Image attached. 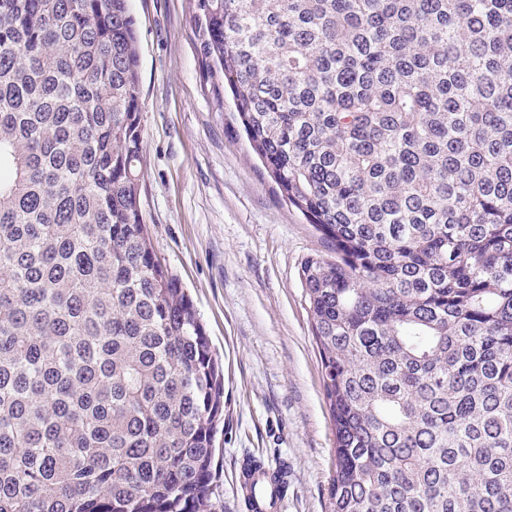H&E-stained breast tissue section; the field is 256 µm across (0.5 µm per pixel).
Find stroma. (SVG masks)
I'll return each instance as SVG.
<instances>
[{
	"label": "stroma",
	"instance_id": "obj_1",
	"mask_svg": "<svg viewBox=\"0 0 512 512\" xmlns=\"http://www.w3.org/2000/svg\"><path fill=\"white\" fill-rule=\"evenodd\" d=\"M144 128L141 206L154 249L189 294L224 366L219 512H247L239 467L284 469L282 512H329L334 434L300 279L325 254L282 200L232 107L217 110L193 0H130Z\"/></svg>",
	"mask_w": 512,
	"mask_h": 512
}]
</instances>
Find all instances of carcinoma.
<instances>
[{
    "label": "carcinoma",
    "instance_id": "cac0c4a2",
    "mask_svg": "<svg viewBox=\"0 0 512 512\" xmlns=\"http://www.w3.org/2000/svg\"><path fill=\"white\" fill-rule=\"evenodd\" d=\"M281 195L331 512H512V0H195ZM128 0H0V512H211L224 374L140 202Z\"/></svg>",
    "mask_w": 512,
    "mask_h": 512
}]
</instances>
